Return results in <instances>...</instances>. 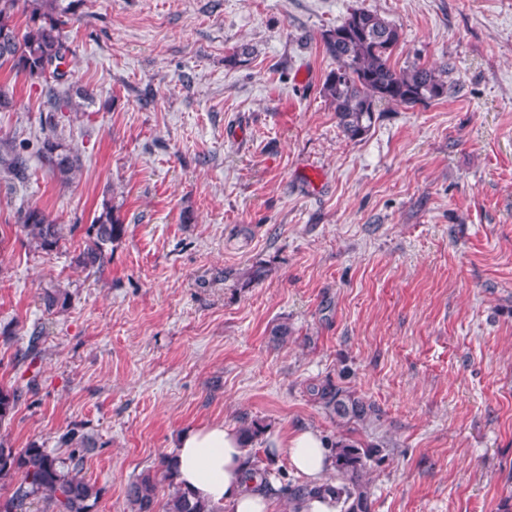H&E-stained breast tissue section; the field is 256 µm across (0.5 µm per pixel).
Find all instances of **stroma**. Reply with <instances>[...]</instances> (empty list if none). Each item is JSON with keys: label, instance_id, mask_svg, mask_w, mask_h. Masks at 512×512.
<instances>
[{"label": "stroma", "instance_id": "stroma-1", "mask_svg": "<svg viewBox=\"0 0 512 512\" xmlns=\"http://www.w3.org/2000/svg\"><path fill=\"white\" fill-rule=\"evenodd\" d=\"M71 88L94 102L57 130L41 83L0 69V138L56 132L62 184L30 153L0 166V385L37 386L0 435L61 455L78 430L95 512L211 422H258L246 450L304 427L346 432L306 391L332 378L374 403L357 437L372 512H499L512 495V0H54ZM365 9L395 24L392 61L447 66V97L382 103L347 139L323 94V30ZM248 50L246 61L236 51ZM122 222L100 272L79 256L103 201ZM66 228L31 244L20 213ZM56 284L66 310H45ZM288 323L287 342L272 328ZM40 334L34 367L20 359ZM20 219L23 230L39 249L50 252L58 248L62 235L57 217L33 206L28 207Z\"/></svg>", "mask_w": 512, "mask_h": 512}]
</instances>
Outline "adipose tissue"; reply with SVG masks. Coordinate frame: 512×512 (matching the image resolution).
Here are the masks:
<instances>
[{"mask_svg": "<svg viewBox=\"0 0 512 512\" xmlns=\"http://www.w3.org/2000/svg\"><path fill=\"white\" fill-rule=\"evenodd\" d=\"M275 452L285 453L294 473L309 484H324L335 472L331 450L317 429L275 439L264 453ZM174 461L178 483L224 512H275L274 497L248 478L243 440L236 429L217 422L185 431Z\"/></svg>", "mask_w": 512, "mask_h": 512, "instance_id": "obj_1", "label": "adipose tissue"}]
</instances>
